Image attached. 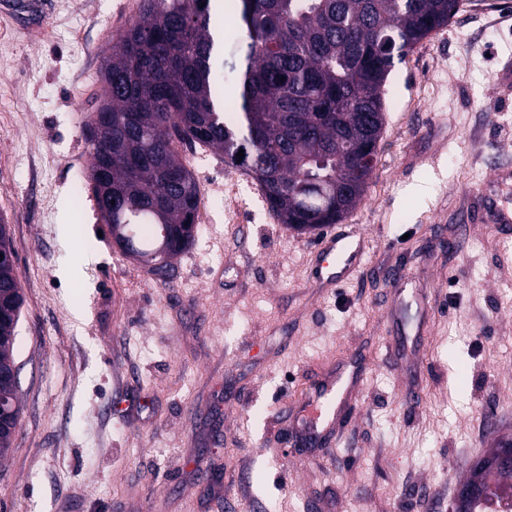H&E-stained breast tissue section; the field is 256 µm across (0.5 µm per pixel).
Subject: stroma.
I'll return each instance as SVG.
<instances>
[{
  "instance_id": "obj_1",
  "label": "stroma",
  "mask_w": 512,
  "mask_h": 512,
  "mask_svg": "<svg viewBox=\"0 0 512 512\" xmlns=\"http://www.w3.org/2000/svg\"><path fill=\"white\" fill-rule=\"evenodd\" d=\"M0 0V219L24 304L21 421L0 512H448L512 436V0H461L395 65L366 192L342 221L280 224L222 155L177 149L211 220L166 281L103 232L83 131L132 0H49L42 33ZM362 268L311 281L324 235ZM405 278L393 282L392 268ZM362 370L334 431L302 443L307 394Z\"/></svg>"
}]
</instances>
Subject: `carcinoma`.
<instances>
[{
    "label": "carcinoma",
    "instance_id": "1",
    "mask_svg": "<svg viewBox=\"0 0 512 512\" xmlns=\"http://www.w3.org/2000/svg\"><path fill=\"white\" fill-rule=\"evenodd\" d=\"M460 0H235L236 53L212 23L214 0H144L101 68L97 111L111 120L88 139L89 181L100 219L130 237L134 256L166 280L195 239L201 191L175 141L224 155L262 188L287 228L336 224L368 182L350 171L376 156L386 82L395 61L448 25ZM244 157L237 158L239 151ZM23 304L14 265L0 263V310ZM16 319L0 320V399L15 397L10 373ZM508 470L472 469L487 493Z\"/></svg>",
    "mask_w": 512,
    "mask_h": 512
}]
</instances>
